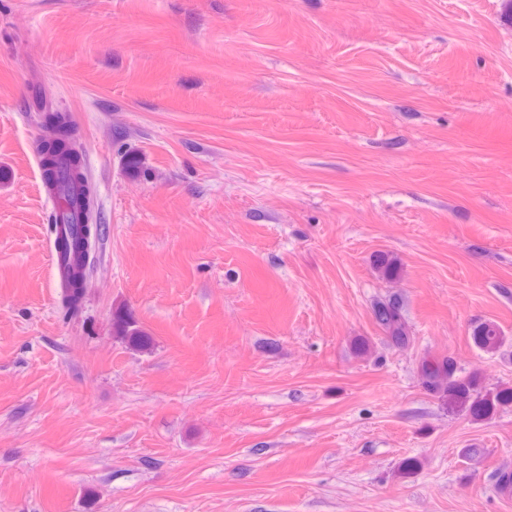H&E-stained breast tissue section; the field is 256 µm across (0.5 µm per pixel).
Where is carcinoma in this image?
Masks as SVG:
<instances>
[{
  "instance_id": "1",
  "label": "carcinoma",
  "mask_w": 512,
  "mask_h": 512,
  "mask_svg": "<svg viewBox=\"0 0 512 512\" xmlns=\"http://www.w3.org/2000/svg\"><path fill=\"white\" fill-rule=\"evenodd\" d=\"M45 135L40 139L43 180L51 193L63 197L67 206L54 214L59 227L56 246L61 253L65 277L62 281V301L71 315L78 314L88 283L90 256L99 237L96 195L67 117L58 112L44 114ZM375 267L388 281L401 276L399 259L387 253L379 254ZM375 323L383 332L386 343L395 349H406L414 341L402 300L390 295L373 305ZM473 344L488 354H496L506 343L500 326L491 320L471 324ZM423 387L434 396L448 402V407L466 413L475 422L489 419L494 413L512 407V387L486 389L476 373L462 372L449 357L427 356L419 365ZM497 493L512 494V468L502 466L493 472Z\"/></svg>"
}]
</instances>
